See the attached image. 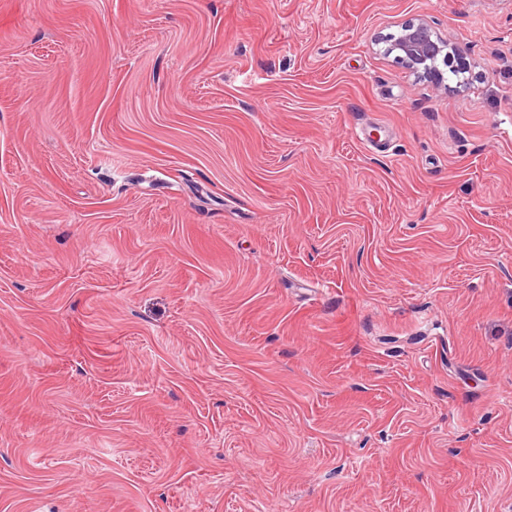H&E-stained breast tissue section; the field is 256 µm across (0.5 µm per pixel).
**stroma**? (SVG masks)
<instances>
[{
  "instance_id": "35a3bbf8",
  "label": "stroma",
  "mask_w": 512,
  "mask_h": 512,
  "mask_svg": "<svg viewBox=\"0 0 512 512\" xmlns=\"http://www.w3.org/2000/svg\"><path fill=\"white\" fill-rule=\"evenodd\" d=\"M0 512H512V0H0ZM387 51L419 78L439 80V61L448 64V41L434 35L424 21L405 24Z\"/></svg>"
}]
</instances>
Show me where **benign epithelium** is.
I'll use <instances>...</instances> for the list:
<instances>
[{
  "label": "benign epithelium",
  "mask_w": 512,
  "mask_h": 512,
  "mask_svg": "<svg viewBox=\"0 0 512 512\" xmlns=\"http://www.w3.org/2000/svg\"><path fill=\"white\" fill-rule=\"evenodd\" d=\"M387 51L417 77L424 79H440L439 63H448V41L434 35L424 21L404 25Z\"/></svg>",
  "instance_id": "benign-epithelium-1"
}]
</instances>
